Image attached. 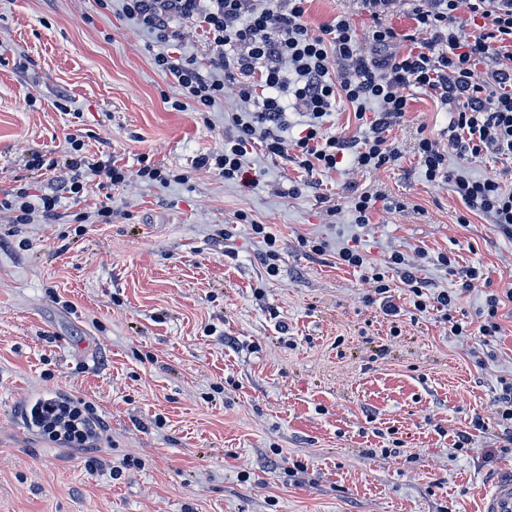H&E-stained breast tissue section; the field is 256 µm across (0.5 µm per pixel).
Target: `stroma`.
I'll list each match as a JSON object with an SVG mask.
<instances>
[{
  "label": "stroma",
  "mask_w": 512,
  "mask_h": 512,
  "mask_svg": "<svg viewBox=\"0 0 512 512\" xmlns=\"http://www.w3.org/2000/svg\"><path fill=\"white\" fill-rule=\"evenodd\" d=\"M121 7L0 0V194L22 181L58 199L28 224L0 213V512H480L512 467L495 402L512 379V303L499 334L453 336L440 312L415 311L402 269L388 274L400 317L369 280L401 252L475 327L488 293L512 285V237L479 215L458 224L462 201L415 154L420 134L447 141L448 112L410 87L387 132L395 165L361 170L347 156L310 177L257 146L245 157L253 185L229 183L197 160L222 153L235 88L201 112L171 109L178 91L152 63L160 46ZM344 13L358 32L372 23L359 0H310L307 21ZM72 136L123 167L125 184L86 176L75 201L68 169L28 168L35 151L63 159ZM147 163L174 181L142 180ZM364 192L395 210L356 224ZM107 197L103 224L93 213ZM254 220L276 238L277 275ZM345 247L369 267L340 264ZM472 266L482 277L463 287ZM33 388L83 401L104 446L62 464L31 441L12 410ZM462 431L472 441L459 451Z\"/></svg>",
  "instance_id": "1"
}]
</instances>
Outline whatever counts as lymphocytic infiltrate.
<instances>
[{"label":"lymphocytic infiltrate","instance_id":"obj_1","mask_svg":"<svg viewBox=\"0 0 512 512\" xmlns=\"http://www.w3.org/2000/svg\"><path fill=\"white\" fill-rule=\"evenodd\" d=\"M124 16L142 31L165 44L179 39L172 24L196 21L212 55L207 68L194 60L166 52L154 54L153 64L165 79L177 85L180 97L172 107H211L223 99L228 85H236L242 101L254 109L232 112V132L216 160L201 157L200 165L215 162L225 180L250 185L244 168L249 147L261 145L266 154L292 157L307 174L336 169L345 152H352L360 169L394 165L400 158L387 138L389 128L408 110L407 88L435 94L448 106L447 142L420 137L416 154L427 181L447 179L469 215L480 214L512 236V188L492 176L476 178L450 173L449 153L477 158L492 152L512 157V68L498 67L504 48H512V0H360L373 25L359 39L349 16L312 28L306 21L308 0H121ZM408 6L414 22L405 33L385 24L397 7ZM483 19L479 33H469L459 15ZM419 44L420 52H404L403 43ZM354 108L357 120H368L362 139L328 134L324 119L338 99ZM304 119L298 137L286 139L288 110ZM64 162L71 171L69 192L81 196L84 176H105L114 187L126 173L108 161L89 162L84 145L70 138ZM55 197L33 198L29 187L12 189L0 197V213H11L15 223H30L36 211L52 215ZM402 283L412 294L413 307L424 313L442 311L455 336L470 335L469 326L454 320L448 292H431L413 272L405 270ZM92 418L75 402H51L45 429L50 436L78 444L92 433Z\"/></svg>","mask_w":512,"mask_h":512}]
</instances>
